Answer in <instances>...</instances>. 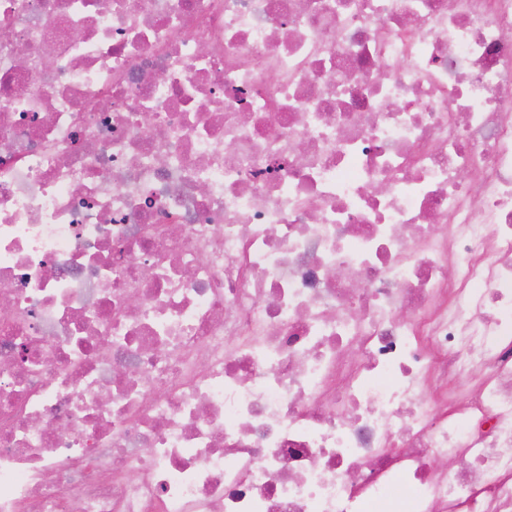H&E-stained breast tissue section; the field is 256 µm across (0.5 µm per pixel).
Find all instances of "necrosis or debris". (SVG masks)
<instances>
[{
	"label": "necrosis or debris",
	"instance_id": "necrosis-or-debris-1",
	"mask_svg": "<svg viewBox=\"0 0 512 512\" xmlns=\"http://www.w3.org/2000/svg\"><path fill=\"white\" fill-rule=\"evenodd\" d=\"M0 512H512V0H0Z\"/></svg>",
	"mask_w": 512,
	"mask_h": 512
}]
</instances>
